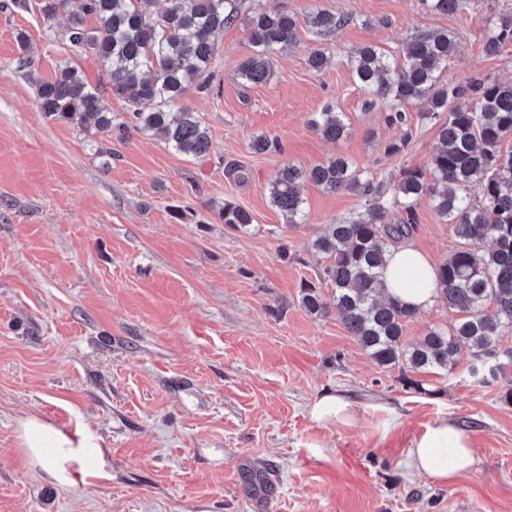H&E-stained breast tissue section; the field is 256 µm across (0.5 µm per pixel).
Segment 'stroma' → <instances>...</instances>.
Listing matches in <instances>:
<instances>
[{"label":"stroma","instance_id":"35a3bbf8","mask_svg":"<svg viewBox=\"0 0 512 512\" xmlns=\"http://www.w3.org/2000/svg\"><path fill=\"white\" fill-rule=\"evenodd\" d=\"M297 15L298 42L275 56L264 84L236 68L253 53L243 23L225 28L208 76L213 93L188 85L182 105L208 129L194 159L132 132L104 141L45 117L34 77L70 60L98 83V59L72 46L66 17L46 26L39 0L0 9V512H512V404L501 385H476L469 350L444 376L377 365L336 314L300 305L304 282L325 265L311 249L325 225L361 209L359 196L304 184L306 223L287 226L268 186L285 164L310 167L342 154L391 189L403 168H426L433 122L408 104L412 138L388 144L389 104L365 109L349 67L366 43L397 51L410 36L448 30L456 50L445 79L512 82V45L485 56L491 21L512 0H471L454 15L420 0H245ZM354 22L314 39L313 9ZM25 32L33 65H17ZM328 57L321 71L313 49ZM334 104L348 133L331 142L308 128ZM265 134L280 150L254 153ZM114 153L104 165L98 146ZM248 209L249 232L219 216L224 201ZM411 243L433 263L457 247L451 224L422 204ZM422 390L410 388V381ZM337 395L349 422L314 418ZM35 415L101 438L110 478L61 487L21 453L17 429ZM446 420L464 429L476 464L452 482L409 473L415 438ZM264 477L249 488L245 472Z\"/></svg>","mask_w":512,"mask_h":512}]
</instances>
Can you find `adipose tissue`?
<instances>
[{"instance_id":"adipose-tissue-1","label":"adipose tissue","mask_w":512,"mask_h":512,"mask_svg":"<svg viewBox=\"0 0 512 512\" xmlns=\"http://www.w3.org/2000/svg\"><path fill=\"white\" fill-rule=\"evenodd\" d=\"M384 280L387 293L409 306L422 309L435 300V267L411 245L390 249ZM18 440L31 465L41 468L57 485H87L111 476L101 439L82 429H62L29 416L19 424ZM408 458L413 471L438 482L470 471L475 463L469 435L448 421L436 423L417 437Z\"/></svg>"}]
</instances>
